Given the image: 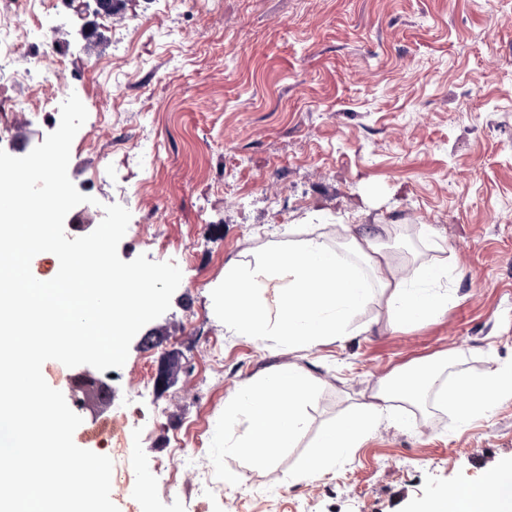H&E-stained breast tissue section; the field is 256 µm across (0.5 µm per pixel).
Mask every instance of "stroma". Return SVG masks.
I'll return each instance as SVG.
<instances>
[{
    "instance_id": "obj_1",
    "label": "stroma",
    "mask_w": 512,
    "mask_h": 512,
    "mask_svg": "<svg viewBox=\"0 0 512 512\" xmlns=\"http://www.w3.org/2000/svg\"><path fill=\"white\" fill-rule=\"evenodd\" d=\"M43 23L36 43L30 15L11 27L33 53L60 54L45 90L67 87L87 109L68 166L89 197L82 223L120 204V258L182 271L112 379L121 400L164 357L181 366L116 432L127 453L114 463L136 474L119 512H420L512 464L506 393L470 424L430 400L407 406L409 425L382 423L329 472L295 477L320 431L381 382L418 365L512 369V0H120L109 16L50 0ZM59 123L56 107L0 111V149L36 146ZM329 224L391 225L384 243L404 269L425 250L418 225L433 228L447 311L394 329L376 297L345 341L302 351L225 329V264ZM287 364L312 376L313 396L271 476L225 454L224 404Z\"/></svg>"
}]
</instances>
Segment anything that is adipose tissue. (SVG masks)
I'll return each mask as SVG.
<instances>
[{"label": "adipose tissue", "instance_id": "ef3b65f1", "mask_svg": "<svg viewBox=\"0 0 512 512\" xmlns=\"http://www.w3.org/2000/svg\"><path fill=\"white\" fill-rule=\"evenodd\" d=\"M387 227L348 235L344 249L323 237H307L288 247L268 250L261 258L224 267V326L241 336L276 337L288 350L314 348L328 340L344 341L358 310L381 288L390 323L406 329L424 323L448 307L446 260L432 257L413 270L396 271L381 244ZM283 281L277 309L269 311L264 291ZM512 370L491 369L483 376L448 378L444 368L419 367L408 387L380 384L369 400L324 430L306 460L302 476L332 468L360 447L382 421L403 424L401 407L421 397L438 400L463 423L490 413ZM312 397V378L292 365L266 374L224 405V445L231 455L268 466L297 439L303 428L302 406ZM244 435H236L239 421ZM424 512H512V467L489 470L479 483L452 485L425 506Z\"/></svg>", "mask_w": 512, "mask_h": 512}]
</instances>
